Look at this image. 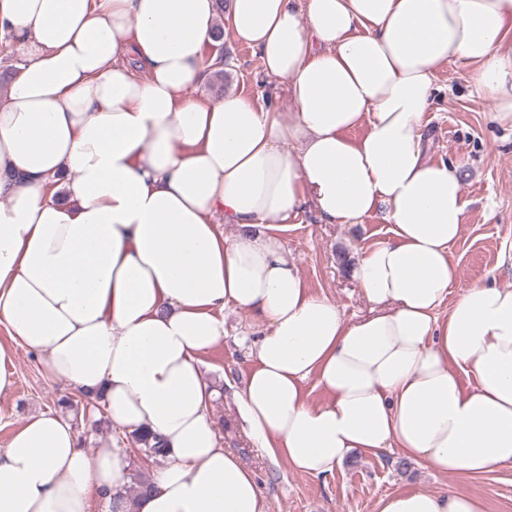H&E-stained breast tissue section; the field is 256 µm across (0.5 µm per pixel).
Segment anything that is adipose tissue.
Here are the masks:
<instances>
[{
  "label": "adipose tissue",
  "instance_id": "ef3b65f1",
  "mask_svg": "<svg viewBox=\"0 0 512 512\" xmlns=\"http://www.w3.org/2000/svg\"><path fill=\"white\" fill-rule=\"evenodd\" d=\"M219 18L287 107L194 97ZM4 37L26 57L0 98V394L23 345L113 424L161 437L134 512H268L200 367L235 310L264 324L238 410L271 458L312 477L355 451L512 466V288L461 284L468 202L425 120L455 63L512 126V0H230L222 17L216 0H0ZM308 208L324 224L383 212L389 237L353 271L369 315L347 320L289 258L282 234ZM128 474L124 449L88 454L44 411L0 451V512H91ZM377 512L485 506L419 489Z\"/></svg>",
  "mask_w": 512,
  "mask_h": 512
}]
</instances>
